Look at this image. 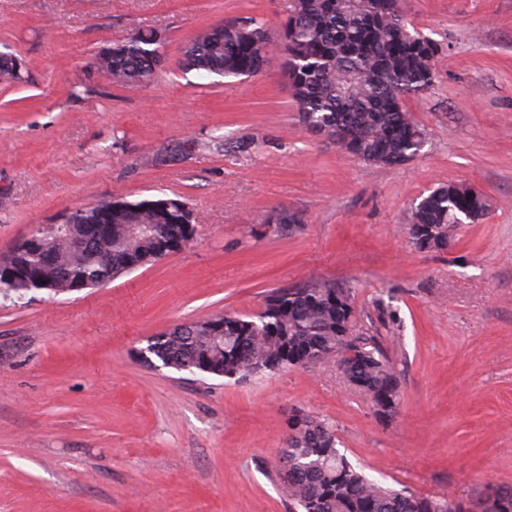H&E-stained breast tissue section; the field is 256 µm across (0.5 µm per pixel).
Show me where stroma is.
<instances>
[{
    "label": "stroma",
    "mask_w": 512,
    "mask_h": 512,
    "mask_svg": "<svg viewBox=\"0 0 512 512\" xmlns=\"http://www.w3.org/2000/svg\"><path fill=\"white\" fill-rule=\"evenodd\" d=\"M292 0H0V253L102 199L180 196L192 239L97 287L0 296V512H291L278 475L295 411L332 425L368 477L417 495L512 486V0H402L438 48L405 109L426 134L400 166L365 162L300 122L279 44L254 77L215 84L180 60L234 17L278 33ZM159 29L146 86L100 85L94 56ZM485 197L446 249L411 206L448 183ZM298 216L295 225L274 219ZM352 288L400 401L380 417L335 364L235 381L144 364L148 341L253 315L274 289Z\"/></svg>",
    "instance_id": "stroma-1"
}]
</instances>
